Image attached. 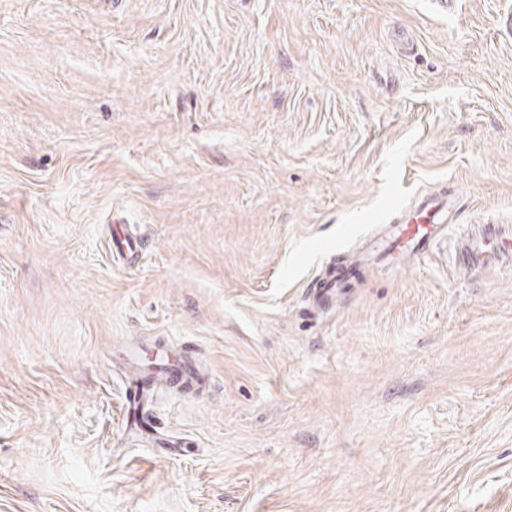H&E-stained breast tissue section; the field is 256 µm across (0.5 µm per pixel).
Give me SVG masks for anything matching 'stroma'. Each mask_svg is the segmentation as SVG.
Returning a JSON list of instances; mask_svg holds the SVG:
<instances>
[{
	"instance_id": "35a3bbf8",
	"label": "stroma",
	"mask_w": 512,
	"mask_h": 512,
	"mask_svg": "<svg viewBox=\"0 0 512 512\" xmlns=\"http://www.w3.org/2000/svg\"><path fill=\"white\" fill-rule=\"evenodd\" d=\"M443 186L447 242L314 303ZM473 224L512 225V0H0V512H512V264L457 267ZM131 346L210 380L145 439ZM338 256L339 261L336 263L335 258H332L330 262H326L323 277L312 282L311 291L318 305H325L332 299L336 294L335 289L342 288L352 271L357 269L366 258V253L354 258H346L342 254Z\"/></svg>"
}]
</instances>
